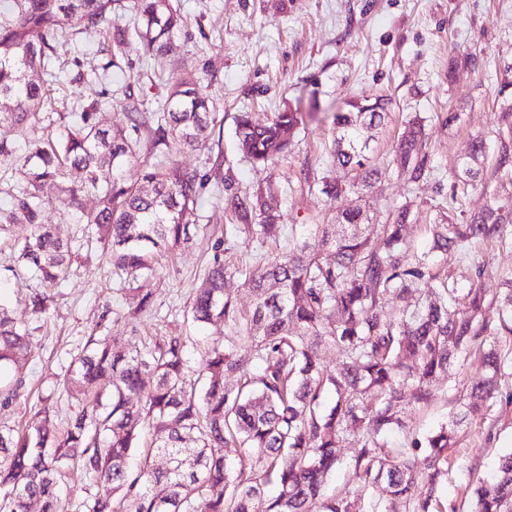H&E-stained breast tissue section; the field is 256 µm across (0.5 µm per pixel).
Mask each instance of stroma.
<instances>
[{"label": "stroma", "mask_w": 512, "mask_h": 512, "mask_svg": "<svg viewBox=\"0 0 512 512\" xmlns=\"http://www.w3.org/2000/svg\"><path fill=\"white\" fill-rule=\"evenodd\" d=\"M130 3L113 5L110 30L78 34L68 27L60 33L54 62L59 81L51 85L38 121L13 130L11 137L20 147L33 138H57L75 112L93 102L104 126L123 127L129 111L160 112L172 78L201 80L213 101L210 136L206 144L177 155L179 163L205 177L191 217L193 242L159 256L146 282L153 308L131 317L107 247L93 228L79 222L64 195L48 186L41 192L39 221L72 244L66 279L43 288L32 276H15L19 242L27 232L16 210L20 159L0 157V303L22 319L32 344L19 371L22 388L9 407H0V425L17 430L39 423L47 413L62 430L74 421L78 404L60 382L88 337L111 336L127 344L156 334L190 336L195 340L188 350L190 364L203 367L208 345L230 333L222 323L197 329L187 318L189 301L212 263L215 241L223 240L224 262L236 270L225 289L246 309L251 293L243 270L287 249L293 228L326 224L338 212L362 206L360 193L332 201L321 191L324 181L343 176L330 157L326 115L347 101L380 94L391 99L387 125L371 142L370 156L381 166L406 121L416 115L426 120L434 178L411 188L389 170L370 194L373 211L363 226L365 233H375L389 207L413 201L403 234L415 252L427 250L437 209L458 219L481 212L499 185L490 159L481 181L466 194L453 195L448 171L468 153L472 135L484 133L492 147L500 136L512 138V115L502 112L495 92L497 74L512 61V0H172L184 25L173 53L165 56L149 55L139 44ZM116 29L127 41L119 55L113 52ZM464 53L470 61L449 72V56ZM296 106L306 118L286 156L270 168L248 162L235 134L237 114L248 112L263 122ZM451 112L461 119L449 126L445 119ZM265 186L278 198L282 236L263 241L244 232L226 235L230 225L259 223L253 201ZM478 261L484 265L480 274L474 270ZM452 266L460 286L494 297L502 275L512 272V245L486 241L476 259H457ZM39 288L47 296L46 310L35 314L28 303ZM481 371L479 354L471 353L454 368L452 381L436 382L431 404L406 407L408 430L390 435V447H408L411 439L423 438L447 420L458 406L456 383L473 380ZM510 451L512 376L504 380L502 398L464 422L449 448L448 475L438 490L443 512H470L472 483L489 477L500 455Z\"/></svg>", "instance_id": "1"}]
</instances>
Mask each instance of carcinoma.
Masks as SVG:
<instances>
[{"instance_id": "cac0c4a2", "label": "carcinoma", "mask_w": 512, "mask_h": 512, "mask_svg": "<svg viewBox=\"0 0 512 512\" xmlns=\"http://www.w3.org/2000/svg\"><path fill=\"white\" fill-rule=\"evenodd\" d=\"M116 0H11L0 11V156L15 152L10 130L38 116L45 104L43 76L51 74L55 39L64 25H109ZM181 16L171 0H137V36L147 53L172 51ZM391 99L348 102L332 118L331 156L345 180H327L322 193L335 199L345 191L380 187L379 167L367 155L372 130L380 126ZM99 104L75 113L57 141L33 140L21 156L25 185L17 209L28 226L18 251L17 271L44 285L66 274L72 251L37 222L39 192L57 184L63 167L82 174L77 185H59L80 219L95 225L109 248L115 272L127 283L131 309L153 307L143 283L159 253L192 243L189 214L199 196L196 170L173 154L209 136L212 102L201 83L180 77L172 84L155 132L165 146L155 160L142 156L134 136L147 125L138 115L130 125L105 128ZM299 109L276 112L266 122L248 112L236 117V136L245 158L267 166L288 151L304 122ZM423 118L410 119L393 153V164L418 184L431 178ZM487 152V138L473 135L467 156L448 172L453 188L474 185ZM496 171L512 178V140L499 138ZM99 209L82 212L86 195ZM259 224L244 228L275 238V194H256ZM411 204L393 210L380 225L375 244L359 230L370 219L362 208L345 210L334 224H312L285 251L271 256L244 283L253 299L244 314L224 290L230 275L216 253L203 284L188 306L197 325L224 322L243 335L214 341L204 370L186 357L189 336H148L124 347L106 336L88 338L70 364L64 386L82 404L62 434L41 424L19 431L0 426V512H26L31 500L42 512H65L58 479L77 469L106 493L73 504L75 512H369L363 497L326 492L348 439L355 448L353 478L379 486L385 501H402L412 512H433L448 474V448L459 426L497 398L508 375V354L497 344L512 334V275L487 299L480 288L462 292L452 270L431 271V259L471 255L489 239L512 244V206L490 199L464 224L438 211L427 253L404 260L401 235ZM427 280L429 298L412 299V286ZM333 345L336 368L321 364L316 349ZM484 373L457 399L459 412L397 454L387 449L389 433L406 428L403 406L426 405L433 384L449 379L453 367L472 351ZM31 351L22 323L0 306V373L16 370ZM152 377L151 386L145 378ZM23 381L0 385L8 406ZM237 448L249 465L215 453ZM471 512H512V452L500 457L489 483L478 482Z\"/></svg>"}]
</instances>
